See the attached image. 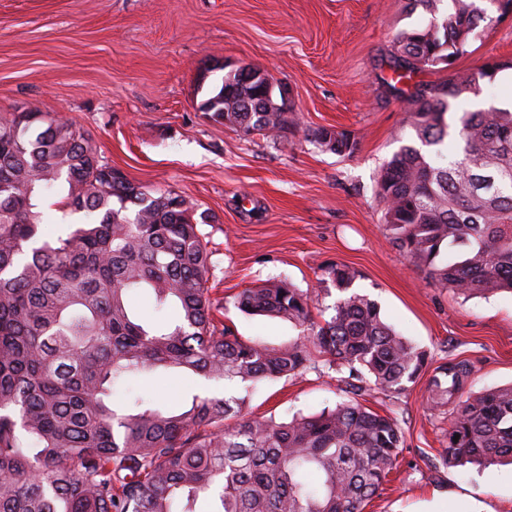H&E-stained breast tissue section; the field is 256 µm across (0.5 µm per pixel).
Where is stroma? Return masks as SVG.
<instances>
[{
    "label": "stroma",
    "instance_id": "1",
    "mask_svg": "<svg viewBox=\"0 0 512 512\" xmlns=\"http://www.w3.org/2000/svg\"><path fill=\"white\" fill-rule=\"evenodd\" d=\"M426 19L406 11L405 0H0V113L34 106L62 114L113 169L175 191L203 213L208 285L225 301L215 315L237 335L278 347L299 334L286 319L235 307L231 298L243 289L288 279L310 294L320 322L341 296L325 267L356 269L354 291L430 355L409 391H364L367 406L397 418L405 434L397 469L365 512H512V467L444 465L452 408L426 400L434 367L451 358L470 361L471 391L512 383V294L466 301L431 282L389 241L375 195L383 166L412 137L405 100L384 85L386 55L398 29ZM508 59L510 17L451 69L412 80ZM226 63L272 75L301 127L351 131L358 150L339 156L301 135L247 136L214 121L199 104ZM492 105H512V69L459 99L452 115ZM223 393L190 372H157L126 382L116 397L177 410L191 395ZM351 395L346 373L319 359L301 376L257 383L246 411L286 420Z\"/></svg>",
    "mask_w": 512,
    "mask_h": 512
}]
</instances>
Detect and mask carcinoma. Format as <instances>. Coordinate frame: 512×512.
<instances>
[{
    "label": "carcinoma",
    "mask_w": 512,
    "mask_h": 512,
    "mask_svg": "<svg viewBox=\"0 0 512 512\" xmlns=\"http://www.w3.org/2000/svg\"><path fill=\"white\" fill-rule=\"evenodd\" d=\"M442 2L408 0L428 21L393 36L384 84L405 96L414 137L384 165L376 195L390 241L431 280L464 298L512 293V108L465 112L455 135L447 118L452 102L479 95L512 65L398 87L453 65L497 20L498 0H450L446 13ZM205 108L245 135L298 128L234 71ZM305 137L355 153L325 127ZM442 145L454 161L437 165L430 148ZM56 192L82 221L51 239L40 201ZM195 215L181 195L114 175L63 116L0 113V512H196L201 498L212 512H364L383 489L404 446L397 419L356 399L287 421L250 417L231 390L301 375L319 355L400 395L429 353L358 293L314 321L308 294L285 280L248 288L233 304L288 319L300 337L276 348L235 335L213 314L211 256ZM325 273L342 292L358 277L337 263ZM136 290L175 320L145 326L130 308ZM159 369L222 382L224 396L195 395L180 413L114 399L116 386ZM471 371L455 359L428 382L431 404L456 403L443 462L512 464V384L470 395Z\"/></svg>",
    "instance_id": "obj_1"
}]
</instances>
